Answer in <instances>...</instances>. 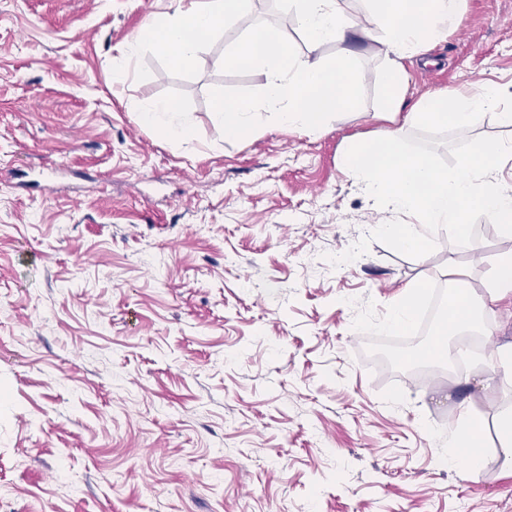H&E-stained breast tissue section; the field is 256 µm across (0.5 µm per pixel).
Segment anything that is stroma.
<instances>
[{
	"instance_id": "35a3bbf8",
	"label": "stroma",
	"mask_w": 512,
	"mask_h": 512,
	"mask_svg": "<svg viewBox=\"0 0 512 512\" xmlns=\"http://www.w3.org/2000/svg\"><path fill=\"white\" fill-rule=\"evenodd\" d=\"M179 0H0V512H512L499 415L512 373L467 382L512 345V301L481 311V351L417 312L380 329L412 282L452 299L449 260L475 274L512 249L496 221L411 223L364 192L346 149L383 137L373 43H353L355 104L319 130L225 135L217 99L265 104L262 65L232 64L249 26L335 62L284 0L203 36L194 65L150 46L115 60ZM447 38L404 60L403 111L433 93H512V0H461ZM174 100L191 135L142 125ZM422 123L401 147L453 169L470 140ZM480 250H473V243ZM486 445L479 474L442 460L461 408Z\"/></svg>"
}]
</instances>
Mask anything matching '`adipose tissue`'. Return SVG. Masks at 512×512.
<instances>
[{
    "mask_svg": "<svg viewBox=\"0 0 512 512\" xmlns=\"http://www.w3.org/2000/svg\"><path fill=\"white\" fill-rule=\"evenodd\" d=\"M363 19L351 21L346 0H289L288 12L305 31L312 47L329 41L342 42L334 64L326 65L291 54L267 29L253 28L235 49L239 63L265 64L268 77L265 98L271 116L247 101H217L215 111L227 133H252L267 123L299 132L321 127L328 114L355 101L358 76L350 65V39H378L387 67L380 76L384 110L402 115L404 123L433 122L452 125L465 132L475 115L498 111L502 123L512 124V113L500 111L498 88L436 93L420 100L412 112L401 113L403 61L421 51L426 43L443 39L460 23V0H368ZM250 0H189L171 18L143 27L129 42V53L148 44L160 50L177 67L192 64L202 35L223 29L229 19L246 15ZM142 121L172 139L186 138L188 128L181 107L173 101H153L141 108ZM346 168L363 189L387 200L396 211L418 217V224L404 225L402 246L422 251L428 229L440 224L457 227L480 215L500 221L505 237L512 238V186L496 178L499 167L512 166V140L473 139L466 160L454 174L437 170L428 157L401 149L397 131H387L383 145L366 143L347 149ZM448 282L458 296L444 326L456 336L472 329L478 304L494 303L512 296V250L504 252L491 272L474 280L470 268L449 264ZM462 430L455 451L449 452V468L476 475L483 462L482 442L469 412H461Z\"/></svg>",
    "mask_w": 512,
    "mask_h": 512,
    "instance_id": "ef3b65f1",
    "label": "adipose tissue"
}]
</instances>
